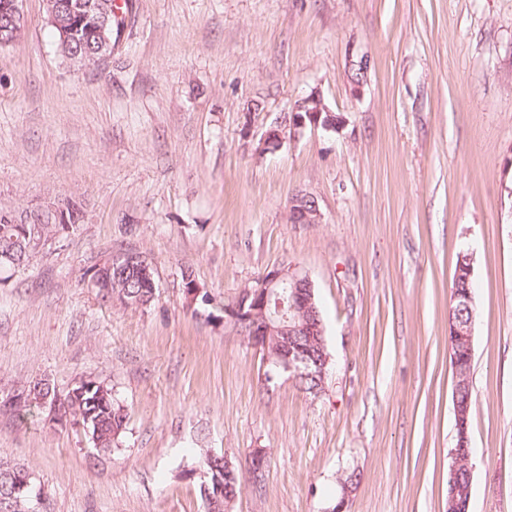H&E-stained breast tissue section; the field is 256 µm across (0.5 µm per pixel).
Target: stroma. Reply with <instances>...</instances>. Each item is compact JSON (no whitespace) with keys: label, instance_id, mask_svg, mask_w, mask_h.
<instances>
[{"label":"stroma","instance_id":"1","mask_svg":"<svg viewBox=\"0 0 512 512\" xmlns=\"http://www.w3.org/2000/svg\"><path fill=\"white\" fill-rule=\"evenodd\" d=\"M132 2L95 64L59 56L45 0H23L0 48V210L84 209L0 273V389L91 377L127 413L104 454L79 421L1 412L0 460L30 468L46 512H204V450L241 475L229 512H448L466 250L473 512H512V0ZM314 91L343 126L262 149ZM300 194L321 223H290ZM121 253L151 262L150 305L92 287ZM283 267L322 311L317 392L224 318ZM187 272L208 303L188 302ZM473 262L474 258L473 255L467 254L464 256V254L460 255V265L458 270V276L465 275V279L470 281L468 284L465 282H462L460 279H456L455 274L452 281L451 286V294H450V300H451V307H450V314L449 316L456 319V320H464L468 321L464 324H455L453 321L448 320V344L450 343H461L464 342L468 347V353L471 355V359L473 357L472 355V339H473V320L469 319L471 318V310H467L464 307L465 306L468 309L475 311V307L471 305L474 304V298L471 294L474 293V284H473ZM469 288L471 292L467 291L465 293H461L456 295L461 288ZM456 295V296H455ZM455 296V300H460V305L458 301L453 302V297Z\"/></svg>","mask_w":512,"mask_h":512}]
</instances>
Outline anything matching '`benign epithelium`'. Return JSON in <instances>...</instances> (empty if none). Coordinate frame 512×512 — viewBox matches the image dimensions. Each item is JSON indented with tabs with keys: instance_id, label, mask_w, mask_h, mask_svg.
I'll use <instances>...</instances> for the list:
<instances>
[{
	"instance_id": "1",
	"label": "benign epithelium",
	"mask_w": 512,
	"mask_h": 512,
	"mask_svg": "<svg viewBox=\"0 0 512 512\" xmlns=\"http://www.w3.org/2000/svg\"><path fill=\"white\" fill-rule=\"evenodd\" d=\"M63 9L66 10L67 20L60 24V32L62 41L67 44L103 32L100 28L102 16L109 14L103 0H77L75 5L62 0L51 9V12ZM23 19L22 0H0V24L10 22L15 26L14 34L18 37L22 32L19 23L23 22ZM343 123V117L326 110L320 94L313 92L295 105L283 120L276 121L269 127L263 140V149L276 148L287 138L295 139L309 126L336 131ZM74 203L75 200L65 197L34 210L1 212L0 235L8 231L16 232L12 240L31 255L47 243L61 239L59 233L47 235L41 232L44 213L48 211L54 215L58 224H68ZM290 214L293 215L296 224H318L322 219L318 201L306 194L293 199ZM91 276L95 287L104 291L111 287L112 258L109 257L96 265ZM290 283L295 289L296 302L288 308L281 298V290ZM311 288L312 283L308 277L301 276L288 267L273 270L263 276L256 287L244 291L234 305L225 307L224 314L236 323L252 322L249 339L255 346L268 352L275 367L297 375L302 369L314 366L321 370V375L324 376L330 363V355L327 353L326 343L319 339L321 329L313 297L304 293V290ZM277 331L285 337L295 334L306 337L308 347L294 350L285 342L277 353L269 352L270 336ZM472 339L473 321L464 324L448 322V342H463L470 348ZM96 385L97 382L91 378L79 381L69 390L68 396L60 397L54 402L50 410L54 419L64 421L70 417L69 404L82 401L84 394ZM0 395L4 397L5 403L15 407L31 400L27 385L3 389ZM453 413L460 443L457 448L450 450L453 463L448 473V512H467L469 500L466 499V492L460 490L456 483V472L461 463L469 460L467 432L470 404L460 400L456 393L453 394ZM12 495L35 504L43 499L44 491L32 485L30 476L21 473L13 479Z\"/></svg>"
}]
</instances>
